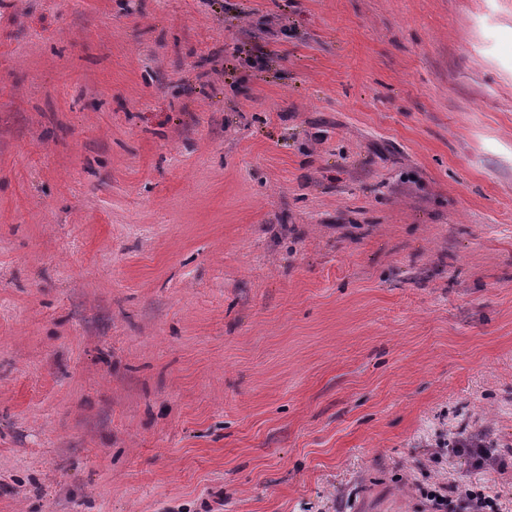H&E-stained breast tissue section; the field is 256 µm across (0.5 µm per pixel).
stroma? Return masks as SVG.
I'll return each instance as SVG.
<instances>
[{
  "mask_svg": "<svg viewBox=\"0 0 512 512\" xmlns=\"http://www.w3.org/2000/svg\"><path fill=\"white\" fill-rule=\"evenodd\" d=\"M446 478L512 512V0H0V512ZM466 440L467 439L464 437L463 432L460 431V433L457 435V441L466 448H448V456L466 455L473 461V464L477 468L485 471L490 469L495 470L498 465V460H496L489 449L493 447L488 446L487 448H477L479 447L478 445L465 443Z\"/></svg>",
  "mask_w": 512,
  "mask_h": 512,
  "instance_id": "35a3bbf8",
  "label": "stroma"
}]
</instances>
